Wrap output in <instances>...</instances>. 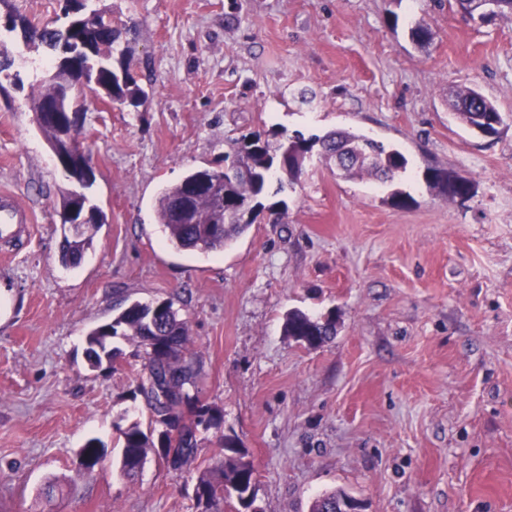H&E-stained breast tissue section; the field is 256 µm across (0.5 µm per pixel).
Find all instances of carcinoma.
<instances>
[{
	"label": "carcinoma",
	"instance_id": "1",
	"mask_svg": "<svg viewBox=\"0 0 512 512\" xmlns=\"http://www.w3.org/2000/svg\"><path fill=\"white\" fill-rule=\"evenodd\" d=\"M59 4L66 19L59 28L30 24L10 11L7 19L9 30L21 28L27 47L36 50L42 47L59 54L54 69L31 84L29 109L48 145L65 157L63 174L70 187L61 190L59 216L64 236L59 258L63 266L77 267L92 247L98 227L106 223V216L86 194L93 183L70 155L65 138L70 113L81 112L83 108L66 94V89L84 78L107 102L123 103L146 99L148 95L132 75H127L123 81L116 76L114 55H119L120 67L126 70L130 68V61L120 49L122 29L112 24V13L93 9L81 0H59ZM450 94V105L468 125L479 127L483 113L497 111L488 99L481 101V111L473 110L468 105L474 100V90L470 88L452 90ZM253 141L256 149L250 153L240 152L243 141L239 140L232 152L224 155L226 159L238 156L258 171V179L228 186V196L243 201L264 197L273 179L277 181L276 191H284L298 180L304 167V155L315 147L328 161L336 156L345 161L343 174L349 179L368 176L383 183L391 182L405 172L407 166L399 150L350 132L307 137L299 131L290 134L282 130L265 138L255 134ZM203 173L219 185L224 183L222 167L194 170L166 188L157 199L159 224L167 233L168 241L178 250H220L250 228L248 224H237L227 218L224 207L207 191L189 199L191 186ZM285 331L299 343L316 336L324 344L336 335V321L331 318L314 320L302 311L293 310L286 315ZM116 336L134 341L144 354L142 368L135 378L134 394L141 396L150 410L148 430L134 423L120 431L121 471L133 481L149 453L173 446L180 448V452L175 455L171 468L180 471L195 461L199 435L220 429L223 421L220 410L209 405L198 388L188 323L171 301L133 302L111 322L87 333L85 352L91 368H99L120 357V350L112 346ZM217 443L222 453L213 457L197 477L195 500L198 503L202 502V496H210L226 485L243 493L256 480L255 466L244 450L225 447L222 435ZM80 456L85 460L83 467L89 468V464L102 459V442L97 438L88 439Z\"/></svg>",
	"mask_w": 512,
	"mask_h": 512
}]
</instances>
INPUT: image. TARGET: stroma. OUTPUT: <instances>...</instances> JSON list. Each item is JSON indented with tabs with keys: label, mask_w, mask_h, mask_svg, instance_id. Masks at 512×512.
<instances>
[{
	"label": "stroma",
	"mask_w": 512,
	"mask_h": 512,
	"mask_svg": "<svg viewBox=\"0 0 512 512\" xmlns=\"http://www.w3.org/2000/svg\"><path fill=\"white\" fill-rule=\"evenodd\" d=\"M127 28L149 99L85 91L93 201L106 215L80 266L59 262L65 180L0 76V190L32 221L0 239V512H205L200 461L149 455L136 482L117 437L150 413L143 357L90 370L86 333L134 301L170 300L188 322L198 385L257 471L261 512H310L342 492L364 512H512V13L467 21L453 0H101ZM423 27L424 42L412 37ZM473 88L504 117L496 135L448 109ZM284 128L350 130L401 151L391 183L345 179L313 156L261 220L219 253L180 251L159 192L219 167L229 144ZM471 181L432 190L426 169ZM402 191L407 204L394 206ZM336 318L322 346L288 311ZM106 455L84 472L79 451Z\"/></svg>",
	"instance_id": "obj_1"
}]
</instances>
